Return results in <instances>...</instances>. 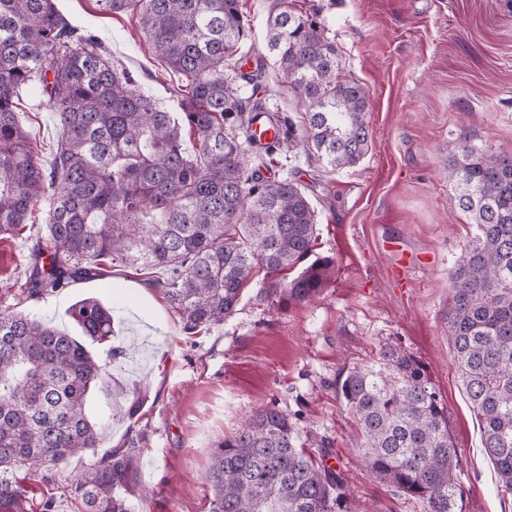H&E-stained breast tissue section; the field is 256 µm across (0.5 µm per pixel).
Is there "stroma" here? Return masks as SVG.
I'll list each match as a JSON object with an SVG mask.
<instances>
[{"mask_svg": "<svg viewBox=\"0 0 512 512\" xmlns=\"http://www.w3.org/2000/svg\"><path fill=\"white\" fill-rule=\"evenodd\" d=\"M286 5L318 13L347 78L369 92L371 141L355 167L314 172L304 154L288 160L318 215L315 253L334 261L328 286L308 302L283 304L261 300L252 281L224 323L196 335L183 332L155 286L157 269L116 264L32 299L30 252L49 208L47 199L34 200L22 234L0 235V311L32 314L78 338L69 309L97 298L112 308V342L126 354L90 398V414L104 426L97 448L59 466L52 480L28 476V512H40L49 497L55 512H79L72 481L127 448L136 454L129 497L137 512H208L216 444L272 406L301 412L300 428L328 441L330 462L360 512H421L362 466L356 421L331 386L343 370L373 362L384 345L415 357L447 406L463 512H512V496L499 492L482 448L446 320L448 275L473 234L450 200L446 163L464 138L512 150V0H244L251 36L242 50L264 57L271 106L299 122L305 107L266 50V18ZM57 7L140 77L161 107L173 108L176 80L152 55L133 12L104 13L95 0H57ZM18 112L50 162L55 113L33 93L21 97ZM404 252L410 265L399 262ZM137 389L138 411L112 417L113 403Z\"/></svg>", "mask_w": 512, "mask_h": 512, "instance_id": "obj_1", "label": "stroma"}]
</instances>
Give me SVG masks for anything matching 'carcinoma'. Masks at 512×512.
I'll use <instances>...</instances> for the list:
<instances>
[{"mask_svg":"<svg viewBox=\"0 0 512 512\" xmlns=\"http://www.w3.org/2000/svg\"><path fill=\"white\" fill-rule=\"evenodd\" d=\"M95 2L113 14L138 6V26L178 79L176 111L161 109L55 0H0V233L22 231L35 198L50 205L28 296L117 262L160 268L158 286L195 335L233 314L259 275L262 293L280 302L319 294L332 261L307 262L317 212L288 155L302 146L308 166L342 170L370 141L368 92L340 79L322 23L288 10L266 22L268 50L307 106L300 128L269 106L263 60L244 70L242 0ZM36 85L59 119L48 170L16 112ZM259 119L278 133L268 145L249 135ZM447 173L451 202L475 227L448 276V341L498 491L512 495V151L464 139ZM71 317L93 341L112 336V309L96 298L76 302ZM121 355L97 358L33 315L0 312V512H25L19 472L50 474L97 446L88 396ZM334 387L372 474L422 512H462L447 410L413 356L385 345L375 364L342 372ZM319 447L317 458L306 449L297 415L257 412L213 451L210 512H353L342 473L324 463L328 442ZM134 476L133 457L114 453L86 467L71 492L85 512H135L126 495Z\"/></svg>","mask_w":512,"mask_h":512,"instance_id":"carcinoma-1","label":"carcinoma"}]
</instances>
